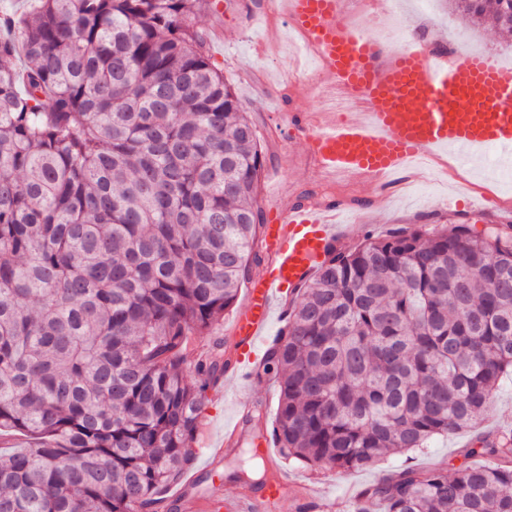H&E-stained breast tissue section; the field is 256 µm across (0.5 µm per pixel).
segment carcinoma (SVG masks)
I'll list each match as a JSON object with an SVG mask.
<instances>
[{
    "label": "carcinoma",
    "mask_w": 512,
    "mask_h": 512,
    "mask_svg": "<svg viewBox=\"0 0 512 512\" xmlns=\"http://www.w3.org/2000/svg\"><path fill=\"white\" fill-rule=\"evenodd\" d=\"M209 0H33L0 61V512H158L195 460L224 317L260 261V134L195 18ZM512 33V0H451ZM262 374L273 442L341 473L475 424L512 369V225L333 248ZM477 457L495 463L481 464ZM406 467L357 512H512V432Z\"/></svg>",
    "instance_id": "obj_1"
}]
</instances>
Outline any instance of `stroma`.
<instances>
[{
  "label": "stroma",
  "instance_id": "obj_1",
  "mask_svg": "<svg viewBox=\"0 0 512 512\" xmlns=\"http://www.w3.org/2000/svg\"><path fill=\"white\" fill-rule=\"evenodd\" d=\"M265 0H209L205 11L198 14L196 25L207 37L208 51L224 69L225 79L232 84L250 114L260 135L267 165L261 178L258 204L262 212L288 207L297 201L316 205L331 199L353 197V222L337 225V244L353 248L366 238L381 237L397 227L431 229L441 224L475 223L477 229L492 224L512 223V177L501 171L512 168V156L497 159V171L483 168L474 153H466L467 164L460 176H446L443 182L415 184L397 189L386 196L383 205H374L378 185L365 180L344 184L341 179L325 177L315 166L308 144L297 137L290 125L293 113L321 112L314 89L315 65L294 45V35L282 12L263 11ZM365 30L389 33L395 22L417 25L439 42L452 41L470 50L495 56L512 65V36L502 37L491 27H473L452 12L448 0H399L393 12L384 11L380 0H369L359 13ZM497 190L502 205L487 210L478 190ZM483 208L480 222H473V208ZM224 399L209 400L199 418V432L211 441L224 436L225 424L236 419V402H256L274 420L279 389L268 378L235 377L223 382ZM512 431V374L504 375L489 408L482 413L473 430L448 437H437L427 448L391 456L367 470L340 473L328 468L306 467L292 462L285 469L294 484L303 483L317 492L312 512H356L355 489L379 482L387 474L408 466L431 468L443 463H463L464 448L475 436ZM245 448L225 456L217 468H210L205 448H197L192 465L199 480L179 501L178 512H197L196 504L208 498L212 484H221L225 495L236 496L243 488L229 479ZM286 489L273 512H297L295 492Z\"/></svg>",
  "mask_w": 512,
  "mask_h": 512
}]
</instances>
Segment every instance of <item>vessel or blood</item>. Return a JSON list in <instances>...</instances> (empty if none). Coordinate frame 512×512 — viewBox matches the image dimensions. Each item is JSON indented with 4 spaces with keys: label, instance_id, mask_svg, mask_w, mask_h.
I'll return each instance as SVG.
<instances>
[{
    "label": "vessel or blood",
    "instance_id": "1",
    "mask_svg": "<svg viewBox=\"0 0 512 512\" xmlns=\"http://www.w3.org/2000/svg\"><path fill=\"white\" fill-rule=\"evenodd\" d=\"M282 7L306 50L319 60L328 84L342 86L365 106L360 116L290 115L323 173L375 180L406 172L411 162L445 147L491 145L512 153L511 66L459 44L443 61L433 59L421 42L392 50L389 43L342 26L344 0H283ZM347 210L345 202L330 200L269 212L263 226L267 263L249 280L245 307L230 328L240 363L255 362L278 297L304 283L324 260L335 243L333 228ZM252 410L250 402L238 404L237 419L225 427L223 442L209 450L212 464L243 443ZM287 484L284 472H276L258 494L228 498L227 512H267Z\"/></svg>",
    "mask_w": 512,
    "mask_h": 512
}]
</instances>
